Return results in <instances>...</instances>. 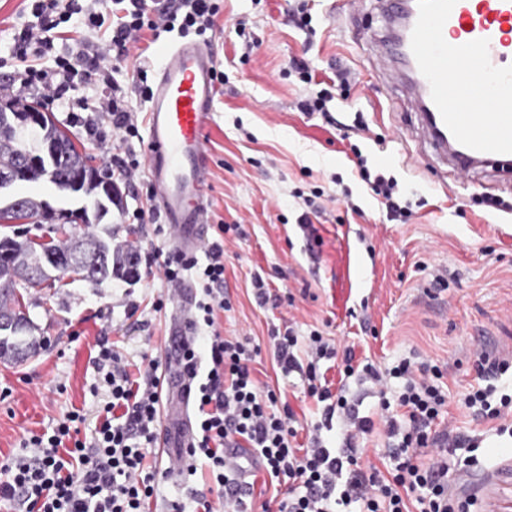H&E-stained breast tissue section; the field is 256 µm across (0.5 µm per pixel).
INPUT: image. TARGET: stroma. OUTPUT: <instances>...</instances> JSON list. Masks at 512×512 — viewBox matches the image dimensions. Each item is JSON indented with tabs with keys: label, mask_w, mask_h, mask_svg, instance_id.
Returning a JSON list of instances; mask_svg holds the SVG:
<instances>
[{
	"label": "stroma",
	"mask_w": 512,
	"mask_h": 512,
	"mask_svg": "<svg viewBox=\"0 0 512 512\" xmlns=\"http://www.w3.org/2000/svg\"><path fill=\"white\" fill-rule=\"evenodd\" d=\"M309 5L312 37L291 22L289 0H220L212 43L225 80L207 129L206 222L208 239L224 238L230 307L218 311L217 326L223 336L260 346L257 377L284 391L301 444L321 423L322 408L307 396L300 373L276 366L272 331L303 341L320 330L353 346L356 361L381 369L403 359L439 367L451 394L448 421L479 440L474 451L449 456L451 484L469 498V512H512V436L473 420L461 404L480 382L475 345L512 360V174L460 177L425 154L411 104L384 84L383 65L365 38L382 31L376 0H352L334 16L325 0ZM241 21L245 37L259 43L248 57L236 34ZM35 22L30 0H0V106L14 98V38ZM295 57L327 86L337 69L355 73L331 102L330 118L298 110L305 90L286 74ZM28 96L93 166L106 169L116 136L93 141L80 122L84 109L46 100L36 89ZM356 147L369 167L397 180L411 205L407 221L387 218L381 196L359 175ZM387 150L397 158L386 164ZM151 188L145 172L123 187L122 207L96 225L97 236L116 246L170 247L154 224L133 218L153 209ZM314 196L323 210L307 231L300 218ZM493 198L499 206H490ZM221 224L228 233L219 234ZM257 276L277 303L257 305ZM165 290L145 274L97 285L54 270L36 287L17 280L16 296L42 345L25 362L0 360V458L74 408L86 414L82 435H91L106 398L94 390L100 340L117 344L130 373L144 368L145 355L164 351L170 340V310L152 308Z\"/></svg>",
	"instance_id": "stroma-1"
}]
</instances>
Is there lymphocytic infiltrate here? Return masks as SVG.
<instances>
[{
    "mask_svg": "<svg viewBox=\"0 0 512 512\" xmlns=\"http://www.w3.org/2000/svg\"><path fill=\"white\" fill-rule=\"evenodd\" d=\"M34 25L15 38L14 55L23 62L15 81L27 88L40 81L55 98L98 78L110 93L99 105L97 117L87 119L86 132L96 136L100 120H108L120 145L107 171L113 184L130 185L138 179L142 157L132 145L139 135L138 122L125 87L117 75L130 58L142 57L145 38L180 30L198 36L215 31L220 7L217 0H173L156 8L154 0H98L97 8H84L80 0H34ZM82 33V47L74 57H55V39L65 30ZM109 31V51H101L94 37ZM52 57V66L35 68L30 59ZM149 267L163 277L168 291L155 302L163 309L185 274H194L201 288L199 312L183 348L184 368L191 380L195 405V438L186 451L184 478L206 462L213 476L215 499L191 490L188 498H174L167 512H451L454 492L448 484L447 449L465 445L462 436L434 425L448 406L439 368L402 360L387 370L365 364L354 370L351 348H337L319 331H311L308 362H301L293 334L278 337L274 356L283 373L303 371L307 394L322 405L325 421L343 411L351 430L339 448L328 446L313 434L307 447L293 446L297 430L291 409L274 412L275 390L261 389L251 363L259 347L227 339L216 322V310L226 309L224 297V243L207 242L202 255L157 249L148 255ZM341 359L345 375L386 385L399 380L395 400L381 399V419L390 440L393 462L389 474L360 461L357 440L374 427L371 417L358 416L344 393L323 384L320 360ZM95 367L108 389V399L96 417L91 439L80 436L86 416L68 411L49 433L25 438L18 454L0 460V502L11 512H146L157 496V473L144 460L156 441L162 383L159 358L149 359L139 376H132L121 353L100 347ZM462 403L474 419L497 422L498 434H512V394H497L495 387L468 391ZM228 448H248L273 486H287L288 495L278 508L255 505L244 499L241 473L226 463Z\"/></svg>",
    "mask_w": 512,
    "mask_h": 512,
    "instance_id": "1",
    "label": "lymphocytic infiltrate"
}]
</instances>
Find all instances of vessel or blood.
I'll return each mask as SVG.
<instances>
[{"label": "vessel or blood", "instance_id": "obj_1", "mask_svg": "<svg viewBox=\"0 0 512 512\" xmlns=\"http://www.w3.org/2000/svg\"><path fill=\"white\" fill-rule=\"evenodd\" d=\"M385 21L374 50L391 57L384 75L417 109L425 141L466 176L512 165V0H377ZM163 61L145 114L146 164L158 212L176 250L206 242V130L214 108L217 58L203 42L159 44ZM190 283H183L173 335L191 331ZM161 443L178 476L193 429L189 381L170 358Z\"/></svg>", "mask_w": 512, "mask_h": 512}]
</instances>
